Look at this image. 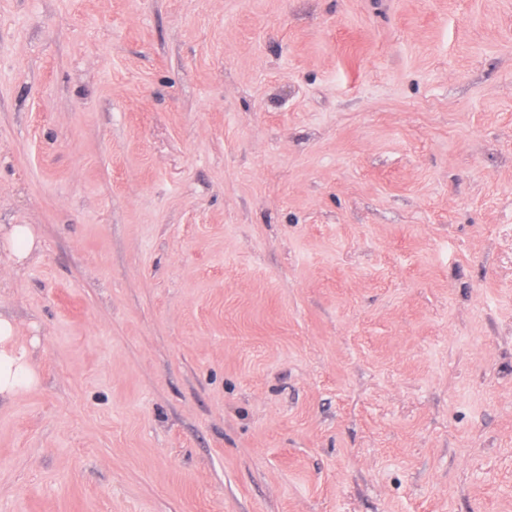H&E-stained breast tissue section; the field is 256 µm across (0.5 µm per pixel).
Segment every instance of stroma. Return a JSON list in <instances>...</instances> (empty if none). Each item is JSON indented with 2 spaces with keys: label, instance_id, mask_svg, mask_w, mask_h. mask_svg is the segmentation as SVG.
<instances>
[{
  "label": "stroma",
  "instance_id": "1",
  "mask_svg": "<svg viewBox=\"0 0 512 512\" xmlns=\"http://www.w3.org/2000/svg\"><path fill=\"white\" fill-rule=\"evenodd\" d=\"M0 512H512V0H0ZM5 242L16 264H24L39 249V239L30 224H13L5 233ZM37 383L28 353L17 341L15 325L0 315V399L15 397Z\"/></svg>",
  "mask_w": 512,
  "mask_h": 512
}]
</instances>
